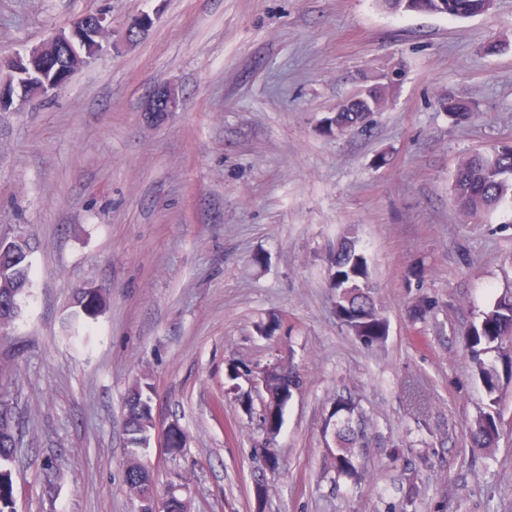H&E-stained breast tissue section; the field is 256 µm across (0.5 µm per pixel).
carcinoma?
Returning a JSON list of instances; mask_svg holds the SVG:
<instances>
[{
    "label": "carcinoma",
    "mask_w": 512,
    "mask_h": 512,
    "mask_svg": "<svg viewBox=\"0 0 512 512\" xmlns=\"http://www.w3.org/2000/svg\"><path fill=\"white\" fill-rule=\"evenodd\" d=\"M492 0H419L417 7L427 13L453 18H469L489 10ZM96 40L87 37L67 51H47L39 58L27 61L29 77L22 86H14V93L24 88V97L30 101L40 95V86L46 81L65 84L71 73L87 64L94 53ZM395 79L365 87L358 95L345 101L325 120V132L345 133L363 124L377 111L388 96ZM442 107L460 122L474 115L473 107L462 100L448 97ZM454 198L459 210L476 216L496 210L506 202L512 203V145H504L491 154L474 153L465 157L457 167ZM30 241L0 244V322L13 323L18 317L20 299L31 287V266L26 247ZM332 272L331 287L336 289V315L356 336L372 343L384 335V319L370 296L368 261L357 247L353 237L346 236L329 256ZM512 342V293L501 296L482 316L481 322L467 334L465 346L472 368V376L485 388L488 408L469 425L467 437L473 448L494 446L503 433L497 406L503 395L504 381L512 380V351L503 347ZM299 387L293 371L271 372L267 378L269 402L265 422L275 429L281 423V408L291 389ZM153 398L151 389L137 383L129 389L123 408L127 460L124 482L135 499H151L161 495L152 471L141 458L140 451L152 439L151 422ZM20 417L15 407H0V503L7 505L13 498V485L8 471L2 466L13 460L18 447ZM359 434L350 428L336 432V465L354 467L351 448Z\"/></svg>",
    "instance_id": "obj_1"
}]
</instances>
